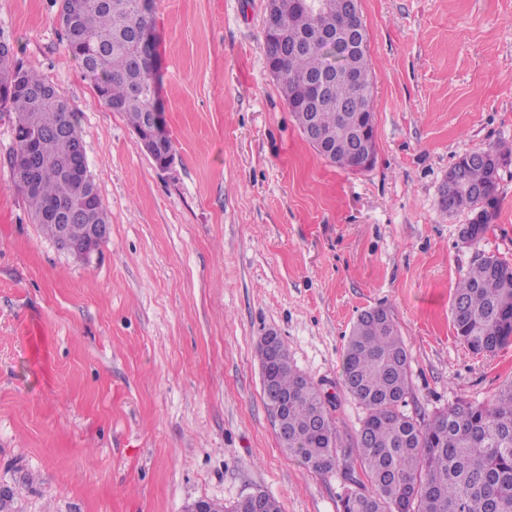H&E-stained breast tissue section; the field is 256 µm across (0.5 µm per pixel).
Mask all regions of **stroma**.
I'll return each mask as SVG.
<instances>
[{"label":"stroma","mask_w":512,"mask_h":512,"mask_svg":"<svg viewBox=\"0 0 512 512\" xmlns=\"http://www.w3.org/2000/svg\"><path fill=\"white\" fill-rule=\"evenodd\" d=\"M267 0H153L159 170L71 55L60 0H0V43L70 100L109 238L83 259L34 224L0 112V512H182L247 493L341 512L364 410L343 352L364 310L404 338V413L431 420L512 381V341L475 355L453 290L476 251L512 262V163L480 246L440 208L457 159L512 145V0H361L375 160L329 164L303 138L263 49ZM280 336L336 425V467L285 451L257 341Z\"/></svg>","instance_id":"1"}]
</instances>
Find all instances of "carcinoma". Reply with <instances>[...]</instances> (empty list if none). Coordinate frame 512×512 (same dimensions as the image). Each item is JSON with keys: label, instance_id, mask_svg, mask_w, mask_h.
I'll list each match as a JSON object with an SVG mask.
<instances>
[{"label": "carcinoma", "instance_id": "carcinoma-1", "mask_svg": "<svg viewBox=\"0 0 512 512\" xmlns=\"http://www.w3.org/2000/svg\"><path fill=\"white\" fill-rule=\"evenodd\" d=\"M62 0L61 20L68 48L112 111L146 135L157 103L152 48L141 42L148 16L139 0ZM336 38L353 46L347 69L329 72L335 52L321 44L313 14L288 9V0H268L266 13L279 17L280 32L265 26L270 59L284 54L273 71L288 109L301 131L315 121L330 149L308 143L330 163L359 165L360 129L374 119L375 77L364 27L350 28L348 0H326ZM325 76L332 95L295 109L308 80ZM0 112L15 115L16 149L10 160L34 223L56 240L55 216L80 197H89L69 225L72 254L82 257L86 225L108 223L93 182L81 183L66 168L81 140L77 113L54 84L12 56L0 57ZM509 153L477 148L448 170L440 207L467 212L479 243L490 222L489 208L501 164ZM451 318L455 336L474 354L493 353L512 336V263L483 252L454 289ZM346 390L366 412L358 434L361 470L371 489L361 487L342 501L343 512H512V382L490 402L460 401L421 423L401 411L410 390L409 361L402 336L381 307L363 311L353 324L343 353ZM278 389L288 394V441L284 448L315 472L336 467L334 421L317 386L291 364L282 349L275 369Z\"/></svg>", "mask_w": 512, "mask_h": 512}]
</instances>
